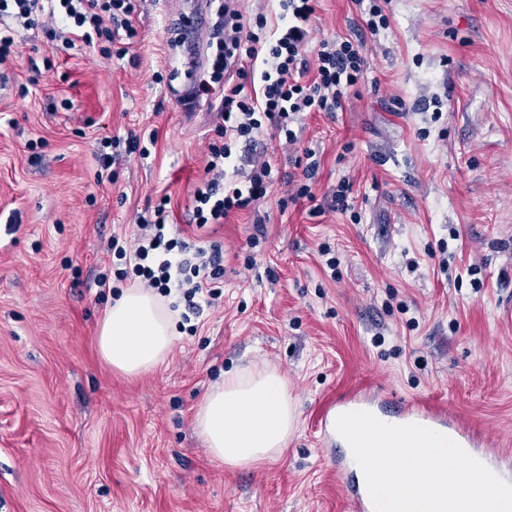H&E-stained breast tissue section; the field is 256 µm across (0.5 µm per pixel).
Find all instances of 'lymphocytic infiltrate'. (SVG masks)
Instances as JSON below:
<instances>
[{
	"label": "lymphocytic infiltrate",
	"instance_id": "lymphocytic-infiltrate-1",
	"mask_svg": "<svg viewBox=\"0 0 512 512\" xmlns=\"http://www.w3.org/2000/svg\"><path fill=\"white\" fill-rule=\"evenodd\" d=\"M315 0H279L281 35L265 33L267 18L256 14L249 23H229L228 8L218 5L209 41L215 53L208 77L195 86L197 97L209 96L215 84L224 95L217 129L222 145H210L205 175L192 194L196 228L224 223L232 214L251 211L265 198L274 181L269 163H253L241 181H225L237 140L253 141L264 129L275 138L294 143L292 128L299 113L335 112L343 109L352 87L364 79L367 62L359 45L350 40H323L314 64L300 54L304 27L310 21ZM142 0H0V61L14 52L22 34L41 30L54 40L58 52L72 55L98 46L111 58V44L127 54L138 42L132 19ZM235 70L236 81L224 78ZM168 197L147 206L136 220L132 248L111 241L109 252L129 265L144 287L162 295L178 293L192 313L212 305L222 295L223 245L200 243L174 235Z\"/></svg>",
	"mask_w": 512,
	"mask_h": 512
}]
</instances>
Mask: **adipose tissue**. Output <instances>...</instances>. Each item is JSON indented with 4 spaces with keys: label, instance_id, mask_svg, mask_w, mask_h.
I'll list each match as a JSON object with an SVG mask.
<instances>
[{
    "label": "adipose tissue",
    "instance_id": "adipose-tissue-1",
    "mask_svg": "<svg viewBox=\"0 0 512 512\" xmlns=\"http://www.w3.org/2000/svg\"><path fill=\"white\" fill-rule=\"evenodd\" d=\"M176 311L145 288H124L110 302L95 338L101 359L136 376L164 364L175 341ZM296 423L288 381L269 369H245L215 385L198 405L194 424L210 456L251 466L280 455Z\"/></svg>",
    "mask_w": 512,
    "mask_h": 512
}]
</instances>
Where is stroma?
<instances>
[{
	"mask_svg": "<svg viewBox=\"0 0 512 512\" xmlns=\"http://www.w3.org/2000/svg\"><path fill=\"white\" fill-rule=\"evenodd\" d=\"M186 2L143 0L138 66L64 57L39 32L0 64V512H352L321 426L356 392L448 410L512 455V0H385L375 33L370 0H318L304 55L361 43L364 81L342 111L302 114L297 143L238 145L240 173L253 159L280 175L270 219L202 231L224 244L223 294L167 363L131 377L99 357L112 235L164 195L182 235L200 232L217 116L178 107ZM144 129L149 157L99 176L103 142ZM308 148L322 210L280 209ZM245 367L287 378L297 424L281 455L230 468L194 415Z\"/></svg>",
	"mask_w": 512,
	"mask_h": 512,
	"instance_id": "stroma-1",
	"label": "stroma"
}]
</instances>
